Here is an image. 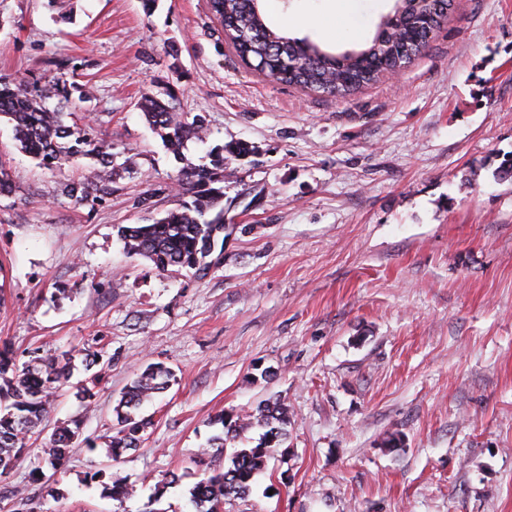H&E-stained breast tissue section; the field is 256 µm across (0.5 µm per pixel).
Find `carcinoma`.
I'll list each match as a JSON object with an SVG mask.
<instances>
[{
	"mask_svg": "<svg viewBox=\"0 0 512 512\" xmlns=\"http://www.w3.org/2000/svg\"><path fill=\"white\" fill-rule=\"evenodd\" d=\"M450 0H395L392 11L381 21L373 38L360 48L333 53L307 39L291 38L270 28L261 0H208L234 51L255 70L277 82L310 91L347 95L411 64L446 23ZM66 88L48 82L31 93L28 89L0 80V117L12 125L21 151L54 170L76 156L93 160L83 179L64 178L60 195L84 203L112 193L116 164L112 145L87 137L85 129L69 123ZM139 108L148 124L160 136L166 149L182 158L186 143L201 139L207 131L201 114L175 112L157 98L146 95ZM249 148L230 142L210 151L207 164L179 170V203L151 224H130L120 228L128 253L143 257L163 273L200 271L208 267L224 233V155L239 157ZM97 352L83 353L84 371L100 365ZM77 370L75 356L65 352L36 355L19 366L7 351H0V478L9 474L26 451L27 442L42 433L50 398L69 383ZM101 374L75 384L77 395L92 396V386ZM173 372L161 363L146 366L121 393L113 408L116 424L108 439V453L118 459L128 450L140 448L150 421L137 417L141 405L165 392ZM290 422L288 405L281 400H263L252 414L224 413L211 420L221 425L200 452L199 462L222 453L254 425L266 428L262 439L251 448L236 450L230 465L210 470L190 490L196 512H225V505L245 498L254 477L265 467L274 449L287 438ZM81 436L79 424L56 429L36 455L31 475H43V468L63 466ZM112 499L122 501L134 494L126 479L116 477L104 485Z\"/></svg>",
	"mask_w": 512,
	"mask_h": 512,
	"instance_id": "carcinoma-1",
	"label": "carcinoma"
}]
</instances>
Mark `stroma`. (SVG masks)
I'll list each match as a JSON object with an SVG mask.
<instances>
[{
  "mask_svg": "<svg viewBox=\"0 0 512 512\" xmlns=\"http://www.w3.org/2000/svg\"><path fill=\"white\" fill-rule=\"evenodd\" d=\"M360 30L331 38L283 16L326 0H279L270 25L330 51L370 39L393 0H355ZM0 77L63 81L68 111L110 142L112 192L82 205V178L20 151L0 121V345L99 351L92 399L63 388L46 432L79 423L95 450L29 477L37 441L0 479V512H193L211 417L278 397L288 438L230 512H512V0H453L413 63L348 95L288 87L236 56L207 0H0ZM150 94L205 114V141L177 161L139 109ZM248 144L224 161V251L211 266L159 273L118 229L175 207L182 162ZM175 383L141 408L143 446L107 454L112 409L143 367ZM271 383H253L257 367ZM397 447H388L390 437ZM137 489L118 502L94 472ZM22 489L26 505L10 493Z\"/></svg>",
  "mask_w": 512,
  "mask_h": 512,
  "instance_id": "1",
  "label": "stroma"
}]
</instances>
